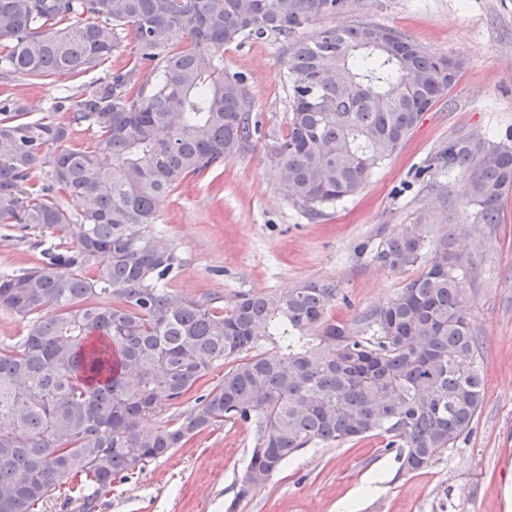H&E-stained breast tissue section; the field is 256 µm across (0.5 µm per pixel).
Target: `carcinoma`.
I'll return each instance as SVG.
<instances>
[{
  "mask_svg": "<svg viewBox=\"0 0 512 512\" xmlns=\"http://www.w3.org/2000/svg\"><path fill=\"white\" fill-rule=\"evenodd\" d=\"M350 0H0V81L107 71L62 95L59 118H26L0 99V224L61 234L39 265L0 273V309L27 321L0 346V512H38L66 485L84 504L212 426H255L244 475L265 485L296 452L385 435L401 469L423 470L469 432L484 400L463 256L445 234L430 265L351 332L332 320L336 287L243 294L227 308L170 291L180 268L157 234L154 202L189 177L249 153L266 157L312 218L357 194L456 84L461 64L369 22L328 25ZM79 24L77 36L70 34ZM317 30H311L315 24ZM139 53L112 69L118 36ZM184 34L190 43L172 47ZM283 41L288 131L260 135L245 79L224 46ZM87 144L57 153L51 183L29 187L48 146L77 127ZM460 178L481 224L512 191V133L460 137L422 170ZM76 203L77 241L66 233ZM420 231L401 225L376 259L416 264ZM266 341L273 347H259ZM224 378L158 428L214 367Z\"/></svg>",
  "mask_w": 512,
  "mask_h": 512,
  "instance_id": "carcinoma-1",
  "label": "carcinoma"
}]
</instances>
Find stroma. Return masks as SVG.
<instances>
[{
    "label": "stroma",
    "mask_w": 512,
    "mask_h": 512,
    "mask_svg": "<svg viewBox=\"0 0 512 512\" xmlns=\"http://www.w3.org/2000/svg\"><path fill=\"white\" fill-rule=\"evenodd\" d=\"M336 24L394 28L462 67L454 87L424 113L363 190L311 218L282 189L263 148L186 180L157 202V226L183 260L169 287L225 306L242 293L282 295L309 281L336 287L332 319L359 329L360 312L384 304L421 273L448 229L475 269L466 279L469 318L482 343V408L471 431L425 470L407 474L397 449L375 436L305 448L265 486L238 499L236 481L254 445L250 425L227 422L127 480H114L92 512H512V193L501 221L474 223L459 180L416 181L449 139L512 130V0H353ZM226 71L242 75L264 131H286L283 46L251 39L224 49ZM91 72L46 84L17 76L0 94L48 114L59 89L78 95ZM424 227L419 264L402 271L373 254L398 225ZM57 241L35 225L0 224V272L42 260Z\"/></svg>",
    "instance_id": "1"
}]
</instances>
